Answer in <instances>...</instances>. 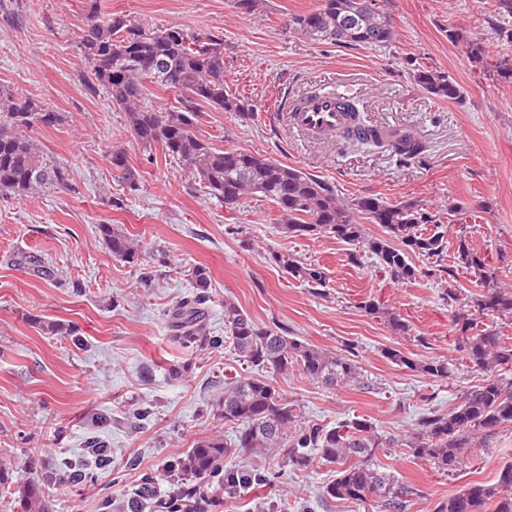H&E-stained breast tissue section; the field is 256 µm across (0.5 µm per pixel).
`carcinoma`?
<instances>
[{
    "mask_svg": "<svg viewBox=\"0 0 512 512\" xmlns=\"http://www.w3.org/2000/svg\"><path fill=\"white\" fill-rule=\"evenodd\" d=\"M492 29L497 39L512 43V0H491ZM288 27L310 41L331 40L346 47L388 46L396 39L391 16L378 0H320L306 14L288 17ZM85 58L92 64L94 79L101 84L113 106L127 114L134 140L144 147H161L165 155L190 170L220 201L239 204L249 194L278 209L277 227L290 237L326 236L341 239L371 254L397 282L418 277L454 280V266L474 274L479 292L460 298L448 289L446 298L461 304L453 315L455 344L464 352L468 366L485 374L483 383L468 390L459 403L444 414L422 415L406 435L387 436L366 419L348 420L335 426L300 425V410L280 395L272 380L243 378L224 385V423L235 426L234 447L264 456L285 453L288 465L305 470L319 458L337 466L336 478L322 489L330 499L364 503L374 500L380 512H405L415 489L401 482L380 462L379 450L399 448L425 458L444 472L459 470L473 448H485L495 430L512 424V379L497 372L512 368V343L504 341L497 327L477 329L474 313L512 320V290L501 286L497 274L478 251L459 239L454 265L445 266L448 242L441 231L422 232V225L441 227L437 215L410 202H390L377 195L339 198L328 182L294 166L245 149L221 148L195 132L198 112L205 105L215 111L243 112L240 98L224 89V41L212 34L189 33L173 25L153 29L114 14L108 20L86 23L78 35ZM471 62L478 66L488 57L480 42H465ZM494 76L512 83V55L503 53L494 63ZM415 81L429 94L448 100L462 97L461 86L450 76L421 67ZM178 93L177 105L156 108L145 103L146 84ZM61 121L57 112L11 89H0V190L17 197L66 185L65 169L42 150L28 131L35 126L53 127ZM112 166L126 183L135 184L122 150L111 154ZM380 224L387 235L367 237L360 220ZM99 232L112 254L135 263L141 250L133 239L110 224ZM360 251V252H362ZM359 251L351 260L360 262ZM431 261L418 268L412 256ZM276 264L291 277L324 286L321 268L297 260L289 253L274 255ZM194 292L170 312L172 327L188 343L205 335V305L210 300V273L196 266L190 273ZM228 339L240 356L255 366L286 376L299 373L328 387L369 386L353 349L346 353L320 350L280 328H260L235 304L224 302ZM397 365L431 377L446 379L450 363L440 359H414L397 349L385 352ZM230 446L219 436L201 439L180 460L183 483L173 497L155 501L157 512H211L224 497L252 486L267 485L275 474L261 467H236L226 463ZM22 512H50L38 484L20 487ZM512 512V463L500 469L494 484L472 482L441 501L434 512Z\"/></svg>",
    "mask_w": 512,
    "mask_h": 512,
    "instance_id": "carcinoma-1",
    "label": "carcinoma"
}]
</instances>
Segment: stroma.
<instances>
[{
    "label": "stroma",
    "mask_w": 512,
    "mask_h": 512,
    "mask_svg": "<svg viewBox=\"0 0 512 512\" xmlns=\"http://www.w3.org/2000/svg\"><path fill=\"white\" fill-rule=\"evenodd\" d=\"M490 3L383 0L396 41L345 48L285 26L288 15L313 10L318 0H261L251 12L236 0H0V85L61 115L59 125L34 127L31 135L70 175L67 187L28 197L0 192V512H21L18 489L30 480L53 512H134L146 486L161 497L175 494L171 466L198 439L234 438L219 407L225 382L262 374L222 339L228 300L258 326L286 329L321 350L354 347L371 389L274 376L306 425L358 417L399 435L428 411L448 412L482 382L456 348L449 285L396 282L372 257L351 263V245L333 237L285 236L269 202L252 195L226 208L160 148L137 145L78 43L90 8L222 38L227 88L253 112L205 109L203 136L300 168L346 201L376 194L434 213L458 203L465 219L449 225V244L473 243L512 289V83L486 79L465 49L470 40L484 43L490 58L503 52L488 23ZM456 32L462 41L453 40ZM420 66L456 80L463 102L423 90L413 77ZM340 85L366 123L413 129L424 153L402 162L384 144L298 138L284 117L288 103ZM116 148L138 174L135 189L110 163ZM103 224L140 241L138 265L113 256L99 233ZM285 251L319 266L326 285L279 269L273 256ZM198 265L211 275L206 323L208 335L222 339L215 347L184 343L168 317L190 292L188 273ZM365 300L380 303L382 313L364 312ZM390 311L406 331L391 329ZM52 323L64 333L49 332ZM388 349L453 360L457 376L437 379L394 364ZM144 408L150 417L135 421ZM94 442L105 461L89 454ZM380 460L414 488L406 512H433L471 481L496 482L512 463V425L497 429L452 476L398 448ZM228 461L282 477L213 512H379L371 501H322L335 465L293 471L283 457L239 449ZM74 468L84 479L70 480Z\"/></svg>",
    "instance_id": "stroma-1"
}]
</instances>
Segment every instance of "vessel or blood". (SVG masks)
Returning a JSON list of instances; mask_svg holds the SVG:
<instances>
[{
  "label": "vessel or blood",
  "instance_id": "vessel-or-blood-1",
  "mask_svg": "<svg viewBox=\"0 0 512 512\" xmlns=\"http://www.w3.org/2000/svg\"><path fill=\"white\" fill-rule=\"evenodd\" d=\"M349 98V93L336 89L308 96L291 108L289 124L307 140L356 129L355 118L344 107Z\"/></svg>",
  "mask_w": 512,
  "mask_h": 512
}]
</instances>
